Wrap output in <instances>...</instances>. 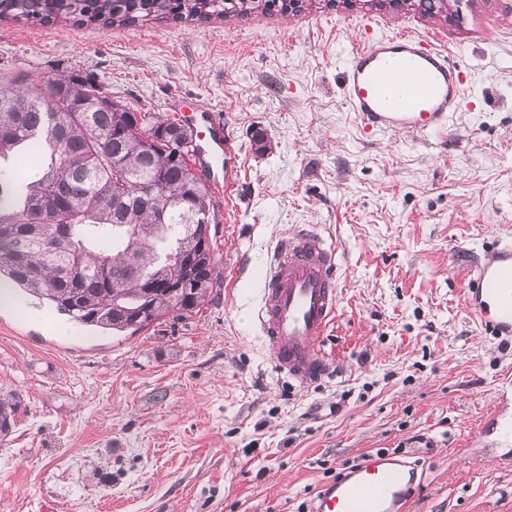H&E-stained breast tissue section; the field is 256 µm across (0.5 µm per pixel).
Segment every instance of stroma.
<instances>
[{"label": "stroma", "instance_id": "1", "mask_svg": "<svg viewBox=\"0 0 512 512\" xmlns=\"http://www.w3.org/2000/svg\"><path fill=\"white\" fill-rule=\"evenodd\" d=\"M369 21L455 50L472 92L448 131H363L340 81ZM70 73L162 121L218 111L238 152L233 190L211 191L221 286L134 335L21 291L0 303V389L25 405L0 442V512H300L327 468L377 449L424 462L411 512H512V345L462 293L512 236V0L446 21L343 0L109 30L0 21V79ZM304 229L335 247L340 282L322 340L337 371L308 386L249 318L273 247Z\"/></svg>", "mask_w": 512, "mask_h": 512}]
</instances>
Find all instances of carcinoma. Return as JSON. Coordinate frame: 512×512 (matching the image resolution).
<instances>
[{
  "instance_id": "obj_1",
  "label": "carcinoma",
  "mask_w": 512,
  "mask_h": 512,
  "mask_svg": "<svg viewBox=\"0 0 512 512\" xmlns=\"http://www.w3.org/2000/svg\"><path fill=\"white\" fill-rule=\"evenodd\" d=\"M0 0V21L102 29L152 21L265 15L275 0ZM101 82L78 74L0 81V162L34 150L40 171L17 180L0 167V292L20 288L103 332L136 333L200 309L219 287L211 198L180 150L179 125L102 105ZM152 204L129 209L138 189ZM159 293L145 295L146 285ZM150 311L136 322L131 308ZM21 400L0 394V437Z\"/></svg>"
}]
</instances>
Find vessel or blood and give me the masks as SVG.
Here are the masks:
<instances>
[{
	"label": "vessel or blood",
	"instance_id": "obj_1",
	"mask_svg": "<svg viewBox=\"0 0 512 512\" xmlns=\"http://www.w3.org/2000/svg\"><path fill=\"white\" fill-rule=\"evenodd\" d=\"M413 93L388 105L385 91L397 76ZM470 82L447 48L413 32L375 34L353 46L343 69L342 92L363 129L379 135L418 137L446 130L462 110ZM180 122L195 144L196 158L210 157L223 170L233 140L214 111L184 112ZM263 288L253 322L277 367L294 383L323 380L332 361L321 340L339 301L336 252L318 233L288 236L261 274ZM470 315L490 335L512 342V238L498 239L480 255L464 282ZM419 461L383 450L367 452L324 483L310 512H408L423 479Z\"/></svg>",
	"mask_w": 512,
	"mask_h": 512
}]
</instances>
